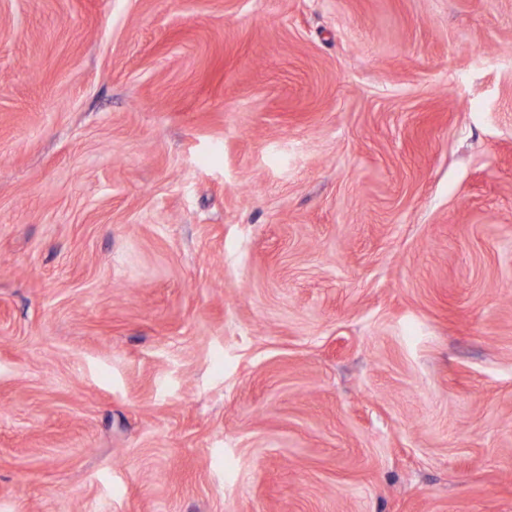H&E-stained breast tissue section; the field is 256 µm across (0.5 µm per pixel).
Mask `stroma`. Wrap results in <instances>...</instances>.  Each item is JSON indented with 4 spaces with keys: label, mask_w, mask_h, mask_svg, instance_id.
<instances>
[{
    "label": "stroma",
    "mask_w": 512,
    "mask_h": 512,
    "mask_svg": "<svg viewBox=\"0 0 512 512\" xmlns=\"http://www.w3.org/2000/svg\"><path fill=\"white\" fill-rule=\"evenodd\" d=\"M512 0H0V512H512Z\"/></svg>",
    "instance_id": "stroma-1"
}]
</instances>
